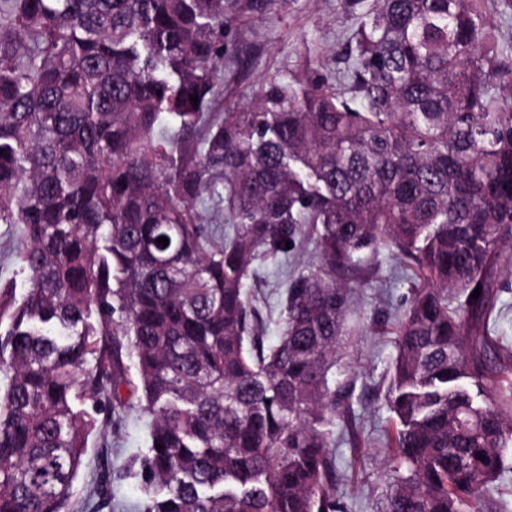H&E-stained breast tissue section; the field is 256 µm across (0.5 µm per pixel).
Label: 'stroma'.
Instances as JSON below:
<instances>
[{
    "label": "stroma",
    "mask_w": 512,
    "mask_h": 512,
    "mask_svg": "<svg viewBox=\"0 0 512 512\" xmlns=\"http://www.w3.org/2000/svg\"><path fill=\"white\" fill-rule=\"evenodd\" d=\"M245 0L225 13L226 56L245 55L248 65L224 80L221 106L237 103L258 84L295 75L332 82L345 67L343 53L358 28L365 0H282L266 12H246ZM315 257V243L306 238L277 262L256 264L257 280L248 290L264 319L267 344L279 336L280 311L289 279ZM370 284L356 295L355 334L348 356L336 373L337 383L352 390L350 416L334 428L340 479L336 491L347 512H381L387 493L386 448L381 445L392 427L384 404L387 369L395 355L396 324H379L383 315L402 311L416 284L411 270L387 251L371 259ZM86 440L79 477L67 512H132L145 500L140 462L148 451L150 418L131 411L112 421L96 417ZM111 475L109 505L94 501L96 483Z\"/></svg>",
    "instance_id": "1"
}]
</instances>
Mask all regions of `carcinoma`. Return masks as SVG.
<instances>
[{
	"instance_id": "cac0c4a2",
	"label": "carcinoma",
	"mask_w": 512,
	"mask_h": 512,
	"mask_svg": "<svg viewBox=\"0 0 512 512\" xmlns=\"http://www.w3.org/2000/svg\"><path fill=\"white\" fill-rule=\"evenodd\" d=\"M485 2L373 0L343 90L274 81L216 112L226 0H0V224L22 225L25 273L0 287V512H66L80 404L133 408L126 357L151 417L140 512H344L334 370L381 248L418 280L383 512H501L512 46ZM206 210L231 225L220 243ZM306 228L318 264L269 346L246 282ZM500 300L490 321V329L494 336H499L505 346L512 348V279L503 277Z\"/></svg>"
}]
</instances>
